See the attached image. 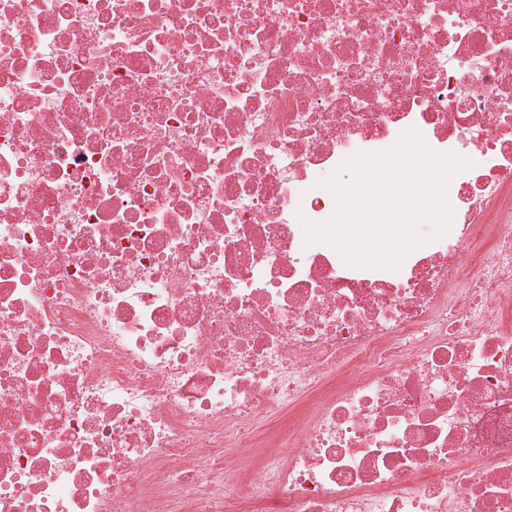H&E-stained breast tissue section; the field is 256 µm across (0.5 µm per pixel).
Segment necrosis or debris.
I'll list each match as a JSON object with an SVG mask.
<instances>
[{
  "label": "necrosis or debris",
  "instance_id": "necrosis-or-debris-1",
  "mask_svg": "<svg viewBox=\"0 0 512 512\" xmlns=\"http://www.w3.org/2000/svg\"><path fill=\"white\" fill-rule=\"evenodd\" d=\"M411 127L450 231L303 248ZM0 512H512V0H0Z\"/></svg>",
  "mask_w": 512,
  "mask_h": 512
}]
</instances>
